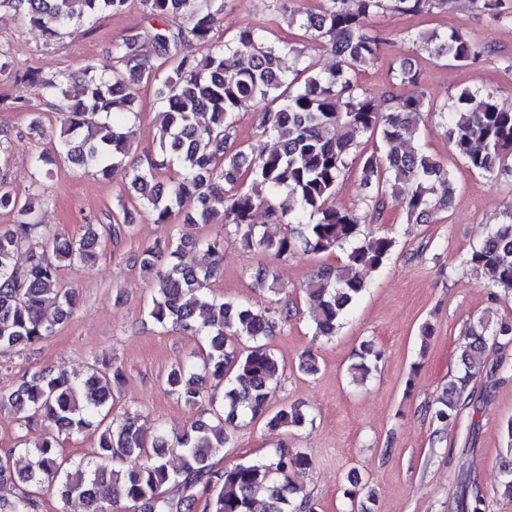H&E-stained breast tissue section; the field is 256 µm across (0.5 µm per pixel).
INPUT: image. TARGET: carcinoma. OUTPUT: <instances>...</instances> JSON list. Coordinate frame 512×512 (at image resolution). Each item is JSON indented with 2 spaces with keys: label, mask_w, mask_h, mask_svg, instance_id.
Listing matches in <instances>:
<instances>
[{
  "label": "carcinoma",
  "mask_w": 512,
  "mask_h": 512,
  "mask_svg": "<svg viewBox=\"0 0 512 512\" xmlns=\"http://www.w3.org/2000/svg\"><path fill=\"white\" fill-rule=\"evenodd\" d=\"M288 12L298 38L329 50L334 65L316 68L293 43L273 33L244 27L220 45L214 31L224 23L223 8L212 0H139L149 18L180 13L186 25L172 31L152 26L112 45L115 64L82 72V94L58 106L66 138L58 155L85 172L105 177L121 174L138 205L123 209L122 225H107L120 236L132 230L136 214L144 210L156 224L183 217L184 224H210L215 217L235 227L249 248L275 258L298 251L324 253L342 250L345 260L321 268L305 284L314 302V335L336 334L366 289L363 271H375L392 255L396 241L389 235L360 237L366 218L379 219L388 205L399 207L407 220L419 224L448 209L454 192L448 166L409 136L417 115L429 107L417 90L419 72L403 61L392 69L395 87L386 112L361 92L360 73L380 57L384 34L372 19L382 0H324L316 9L296 6L299 0H279ZM395 9L421 13L448 6V0H393ZM131 0H0L39 27L48 38L59 30L80 27L94 18L119 15ZM407 40L435 60L460 65L475 62L485 48L460 31L432 30L410 34ZM195 42L208 49L202 59L184 53ZM25 81L32 73L17 72L0 51V77ZM154 89L162 109L159 159L142 166L130 160L129 132L122 130L135 111L137 87ZM261 107L259 127L277 142L270 152L251 154L237 143L234 118ZM444 120L451 152L469 171L486 178L512 174V111L502 108L492 93L460 90L451 103L435 107ZM369 133L381 148L352 154L354 138ZM358 165L361 184L370 188L389 184L391 192L368 197L361 217L329 205L352 165ZM174 167L167 180L158 171ZM259 183L272 198L268 202L242 190L247 181ZM38 193L21 197L0 183V210L16 214L12 227L0 234V352L42 341L60 321L72 315L77 295L60 288V263L94 264L99 231L86 225L80 240L52 234L39 247L29 246ZM265 206L269 224H285L288 233L271 237L253 224V213ZM25 252L22 264L15 255ZM167 268L157 274L158 288L149 317L199 337L205 351L202 368L188 363L171 369L169 390L189 406L208 402V416L171 437L148 439L138 415L130 412L114 421L113 388L123 383L125 370L117 362L88 367L80 380L34 372L9 393H0L26 426L44 427L41 440L0 457V512H39L38 494L58 487L65 502L77 500L84 512H108L121 504L133 512H197L205 499L206 512H254L261 500L264 512H317L315 502L295 478L312 466L300 449L275 448L268 461L216 466L213 457L224 451L227 428L237 420L263 417L271 428H299L306 414L283 405L268 412L270 387L280 377V362L268 339L278 324L267 308L248 302L226 301L209 294V284L221 275L224 240L183 235L177 243H157L134 256L142 271L151 273L162 253ZM464 265L484 275L491 287L512 292V212L492 227L482 242L464 257ZM252 286L273 289L275 278L267 265L250 273ZM56 307V318L45 316ZM461 356L463 372L427 405L431 420L445 427L470 401L472 371L486 366L487 352L512 345V324L482 314L470 322ZM381 352L364 342L348 368L354 383H362L377 368ZM208 380L224 384L221 397L207 395ZM101 428L96 451L88 459L68 462L60 453L61 440L92 425ZM181 464L169 468L168 457ZM175 488L170 494L162 487Z\"/></svg>",
  "instance_id": "obj_1"
}]
</instances>
